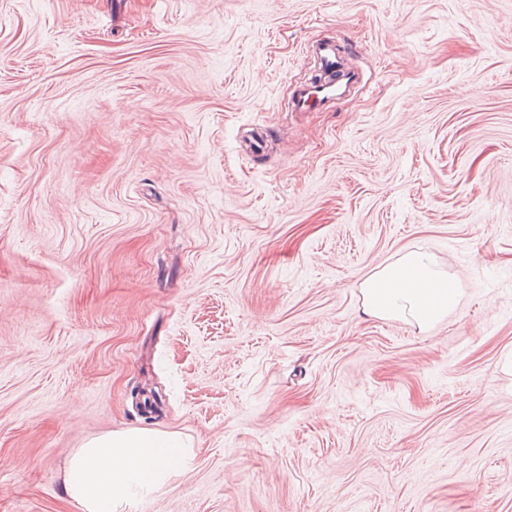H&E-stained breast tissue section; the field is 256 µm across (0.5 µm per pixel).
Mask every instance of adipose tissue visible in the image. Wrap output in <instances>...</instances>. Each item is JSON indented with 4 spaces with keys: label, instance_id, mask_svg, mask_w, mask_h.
Returning a JSON list of instances; mask_svg holds the SVG:
<instances>
[{
    "label": "adipose tissue",
    "instance_id": "ef3b65f1",
    "mask_svg": "<svg viewBox=\"0 0 512 512\" xmlns=\"http://www.w3.org/2000/svg\"><path fill=\"white\" fill-rule=\"evenodd\" d=\"M452 280L430 254L410 250L362 284L367 317L399 319L425 330L458 302ZM194 453L174 434L148 428L89 439L72 457L65 492L80 512H124L130 501L185 476Z\"/></svg>",
    "mask_w": 512,
    "mask_h": 512
}]
</instances>
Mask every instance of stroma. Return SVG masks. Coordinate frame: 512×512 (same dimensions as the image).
<instances>
[{"label": "stroma", "instance_id": "1", "mask_svg": "<svg viewBox=\"0 0 512 512\" xmlns=\"http://www.w3.org/2000/svg\"><path fill=\"white\" fill-rule=\"evenodd\" d=\"M511 356L512 0H0V512L134 428L194 460L127 512H512ZM314 52L319 65L318 73L322 72L320 77L328 75L326 71L333 77L316 83L312 82L308 90L295 97L291 102L294 112H307L315 104L335 100L346 93L352 80L351 74L344 67L343 54L336 47V43H320L314 48ZM362 310L370 318L399 319L426 330L458 302V288L430 254L410 250L377 269L362 284Z\"/></svg>", "mask_w": 512, "mask_h": 512}]
</instances>
